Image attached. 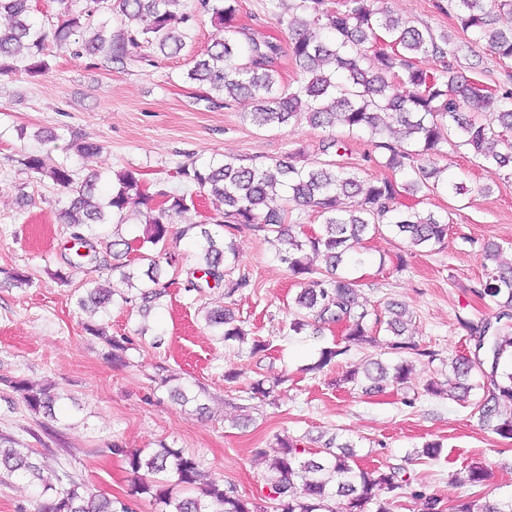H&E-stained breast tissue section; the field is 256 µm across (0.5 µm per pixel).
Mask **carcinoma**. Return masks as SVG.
<instances>
[{
  "instance_id": "1",
  "label": "carcinoma",
  "mask_w": 512,
  "mask_h": 512,
  "mask_svg": "<svg viewBox=\"0 0 512 512\" xmlns=\"http://www.w3.org/2000/svg\"><path fill=\"white\" fill-rule=\"evenodd\" d=\"M62 5L61 22L51 28L31 20L30 0H0V17L10 21L0 27V75L16 69L18 57L26 61L24 71L31 75L48 72L47 51H68L75 58L103 53L123 62L131 50L148 47L164 56L179 54L186 46L196 17L210 14L224 24V39L208 46L195 59L187 78L207 87L204 101L216 108H227L240 97L254 103L249 119L259 128H283L306 120L325 130L340 128L352 137L365 135L377 149L385 151V166L405 174L402 181L384 177L364 182L330 154H339L345 140H322L320 155L303 165L296 153L272 163L244 165L233 159L210 162L203 168H179V175L224 204L221 218L213 226L230 231L251 225L265 232V241L275 249L278 259L304 286L294 299V318L289 330L296 334L314 323L343 325V343L321 349L315 368H324L346 355L349 347L375 342L373 329L380 326L391 336L388 348L413 351L429 360L436 354L419 350L406 335L407 311L390 304L384 314L372 312L358 301V282L350 268L362 263V241L387 229L407 247L434 250L448 237L449 216L423 212L401 202L419 193L456 195L467 188L448 175V166L430 164L434 157L464 151L473 153L482 165L507 176L512 175V143L505 139L512 132V91L482 93L469 80L458 75L448 57H457L461 46L446 35L441 41L427 30L403 24L389 10L376 8L372 0H340L334 11L322 8L324 0H301L302 14L286 19L277 15L278 24L291 31L288 50L277 39L237 23L238 0H85L81 9L73 0H57ZM462 31L472 42L482 44L492 55L512 60V22L501 21L512 15V0H449ZM115 11L126 34H114L104 23L94 24L101 12ZM295 60L303 78L296 86L281 81L283 53ZM432 56L440 73L431 76L417 64L420 57ZM492 111L494 119H478L482 111ZM25 168L40 181L48 180L67 198L61 219L74 241L72 257L56 270L55 278L69 282L70 270L96 258L92 254L95 224L121 225L134 198L146 206V235L139 240L138 258L142 270H127L122 279L138 289L141 310L148 313L167 285L161 283L162 264L178 267L168 251L172 235L171 218L186 209V197L163 194L164 202L150 205L140 174L126 169L115 174L110 192L95 198L99 175L76 183L73 170L49 158L30 153L23 159ZM309 207L321 220L323 232L299 237L290 224L291 213ZM200 228L196 264L187 272L185 288L200 292L211 286L223 287L232 296L247 286L243 277H231L238 259L230 237L192 224L181 231L186 235ZM483 249L494 267L475 294L492 303L494 318L478 324L460 323L474 337H487L492 369L485 372L476 359L460 356L451 361L455 383L447 387L431 381L425 391L434 396L446 394L467 400L472 391L486 389L480 404L481 420L503 438H512V256L503 248L486 242ZM322 257L324 266L315 268L310 256ZM113 295L87 286L77 300L83 311L104 309ZM208 326L218 330L219 340L243 344L246 330L236 323L233 311L223 308L206 313ZM86 331L101 337L112 347V358L130 345V339L106 334L104 328L85 324ZM412 362L401 359L394 364L369 359L343 376L347 382L363 385L365 391L379 393L388 386L407 382ZM26 407L34 414H54V399L46 385L25 380L11 382ZM282 452L268 465L267 488L276 495L273 512H366L377 491L395 493L409 485L396 470H367L353 466L355 446L344 443L323 457H307L305 451L288 441ZM134 472L144 469L152 475L175 478L174 485L187 490L176 495L164 480L138 483L137 494H148L165 507L163 512H262L257 503L238 495L232 487L216 482H200L195 458L165 444L144 452L127 454ZM20 472L42 483L47 497L40 512H130L123 504L112 509V500L98 498L85 484L71 475L56 476L52 483L43 471L32 448L16 447V440L0 433V472ZM66 487L57 489L55 483ZM454 512H512V502L486 503L481 507L465 501Z\"/></svg>"
}]
</instances>
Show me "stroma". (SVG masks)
Returning <instances> with one entry per match:
<instances>
[{"instance_id":"1","label":"stroma","mask_w":512,"mask_h":512,"mask_svg":"<svg viewBox=\"0 0 512 512\" xmlns=\"http://www.w3.org/2000/svg\"><path fill=\"white\" fill-rule=\"evenodd\" d=\"M299 2L283 0L275 10L271 0H239L238 20L283 41L287 34L273 15L292 16ZM447 2L379 0L409 24L468 41L455 13L445 11ZM223 37V25L203 15L176 56L142 48L119 65L102 55L77 59L57 51L46 74L0 75V433L35 448L48 474H70L89 492L133 512L160 508L134 494L138 476L127 452L161 443L183 449L196 458L202 481L224 483L260 503L266 460L286 436L318 456L328 438L349 441L359 467L400 469L410 490L391 499V512H421L414 497L420 490L439 498L446 510L465 498L512 499V438L481 423L479 396L462 402L424 390L429 380L449 379L448 358L472 350L462 319L477 323L494 313L474 290L491 266L484 242L512 250V178L486 169L474 155H450L449 172L466 183L468 194L431 195L421 203L422 209L449 215L445 245L409 255L400 270L396 255L402 242L389 231L363 243L366 260L352 270L361 301L379 312L392 302L405 305L412 317L409 334L420 348L435 351L437 361L412 356L413 373L397 391L368 394L341 383L345 367L377 356L390 359L387 337L380 333L374 344L351 347L342 365L313 370L320 349L333 345L341 332L327 325L289 333L300 284L261 232L242 225L233 234L239 253L235 273L249 279L248 288L230 297L220 288H184L195 253V237L184 229L212 223L217 202L179 177L178 167L226 156L244 164L268 162L296 148L311 158L326 136L304 121L257 128L246 117L252 103L245 98L229 109L208 107L186 73L195 56ZM456 66L479 88L512 89V60H499L482 46L460 53ZM82 140L99 142L101 151L78 156L74 145ZM346 145L340 162L348 170L364 180L387 176L377 164L379 150L367 138L350 137ZM30 153L67 164L81 179L103 174L102 194L107 175L136 169L149 194L187 198L186 210L172 218L173 230L184 236L169 244L180 265L168 270L171 284L150 318H142L133 303L111 305L97 317L108 335L133 337L123 364H113L110 347L85 331L77 298L89 280L118 295L134 291L119 272L92 264L73 270L69 284L55 280L71 256L69 229L59 219L60 191L23 166ZM484 185L489 194L481 193ZM12 271L29 274L33 286L10 281ZM222 306L233 310L251 338L265 341L264 352L253 355L248 347L215 340L204 312ZM158 334L164 342L156 348ZM235 369L241 377L225 380V372ZM258 378L278 379L270 397L251 394L249 384ZM14 379L51 384L59 397L54 418L30 412L10 387ZM178 386L197 394L207 412L178 402ZM435 440L443 446L441 456H421L423 445ZM475 461L491 471V479L476 487L461 484L460 476ZM41 503L40 488L28 477L0 478V512H38Z\"/></svg>"}]
</instances>
